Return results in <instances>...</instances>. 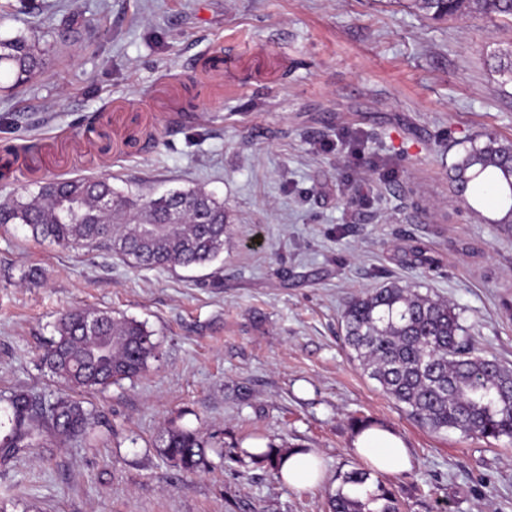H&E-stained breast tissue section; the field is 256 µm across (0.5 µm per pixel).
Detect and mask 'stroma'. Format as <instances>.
<instances>
[{"label":"stroma","instance_id":"1","mask_svg":"<svg viewBox=\"0 0 512 512\" xmlns=\"http://www.w3.org/2000/svg\"><path fill=\"white\" fill-rule=\"evenodd\" d=\"M34 2L0 0V36L45 51L31 81L0 88V202L53 177L200 188L231 242L202 267L136 269L0 225L1 407L65 393L43 355L66 311L136 319L159 352L78 393L102 417L90 435L47 430L0 457V512H328L363 422L410 451L382 478L401 512H512V440L422 429L341 328L349 297L397 281L448 300L512 366V228L490 223L491 187L470 208L449 179L486 134L512 140V81L492 67L512 22L432 20L409 0ZM169 429L211 440L206 467L164 455ZM270 445L315 449L327 484L289 488L244 452Z\"/></svg>","mask_w":512,"mask_h":512}]
</instances>
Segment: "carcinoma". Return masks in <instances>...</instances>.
Instances as JSON below:
<instances>
[{
	"instance_id": "obj_1",
	"label": "carcinoma",
	"mask_w": 512,
	"mask_h": 512,
	"mask_svg": "<svg viewBox=\"0 0 512 512\" xmlns=\"http://www.w3.org/2000/svg\"><path fill=\"white\" fill-rule=\"evenodd\" d=\"M434 19H512V0H411ZM44 51L33 37H0V76L11 87L27 83L43 66ZM451 186L491 185L512 224V141L486 135L453 165ZM110 206H103V200ZM183 222L168 223L172 203ZM224 203L201 189L160 196L125 194L109 177L54 178L39 190L0 203V224H25L37 240L58 246H104L135 268L204 266L224 253L229 225ZM341 321L350 357L364 374L419 426L450 429L477 439H512V368L479 352L448 301L396 282L350 297ZM157 346L143 323L108 311L79 309L63 314L45 362L69 390L103 389L132 378L156 358ZM9 425L0 454L29 448L40 428L64 438L89 434L99 415L70 396L42 402L16 393L4 409ZM207 445L191 430H170L164 454L186 471L206 463ZM328 497L331 512H399L395 493L371 471L354 467L337 475Z\"/></svg>"
}]
</instances>
